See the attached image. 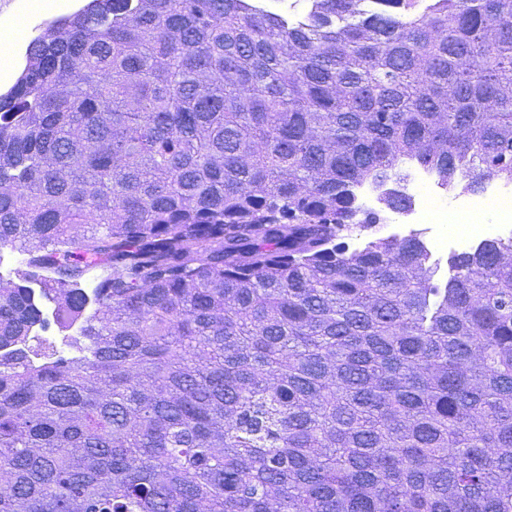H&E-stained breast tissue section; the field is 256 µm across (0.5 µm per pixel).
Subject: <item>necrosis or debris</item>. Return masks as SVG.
I'll list each match as a JSON object with an SVG mask.
<instances>
[{
  "label": "necrosis or debris",
  "mask_w": 512,
  "mask_h": 512,
  "mask_svg": "<svg viewBox=\"0 0 512 512\" xmlns=\"http://www.w3.org/2000/svg\"><path fill=\"white\" fill-rule=\"evenodd\" d=\"M433 174L415 168L406 186L412 207L406 216L382 224L385 236L401 239L417 236L424 240L439 273H447L455 255L475 248L485 237L512 241V186L488 179L480 194L447 205L434 189Z\"/></svg>",
  "instance_id": "obj_1"
}]
</instances>
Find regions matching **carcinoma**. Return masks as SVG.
<instances>
[{"label":"carcinoma","mask_w":512,"mask_h":512,"mask_svg":"<svg viewBox=\"0 0 512 512\" xmlns=\"http://www.w3.org/2000/svg\"><path fill=\"white\" fill-rule=\"evenodd\" d=\"M312 2L87 0L27 45L0 512H512V242L442 287L415 236L339 242L406 160L512 182V0ZM42 298L77 356L31 357Z\"/></svg>","instance_id":"cac0c4a2"}]
</instances>
